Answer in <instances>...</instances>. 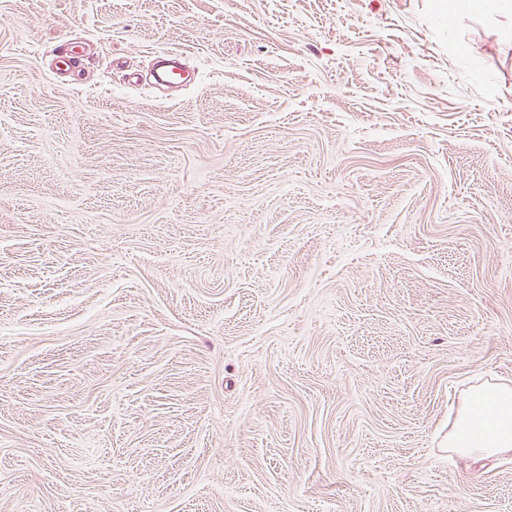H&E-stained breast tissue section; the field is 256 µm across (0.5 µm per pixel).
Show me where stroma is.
<instances>
[{"instance_id": "stroma-1", "label": "stroma", "mask_w": 512, "mask_h": 512, "mask_svg": "<svg viewBox=\"0 0 512 512\" xmlns=\"http://www.w3.org/2000/svg\"><path fill=\"white\" fill-rule=\"evenodd\" d=\"M511 11L0 0V512H512ZM448 448L467 456L512 452V387L472 388L448 432Z\"/></svg>"}]
</instances>
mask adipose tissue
I'll list each match as a JSON object with an SVG mask.
<instances>
[{
	"label": "adipose tissue",
	"mask_w": 512,
	"mask_h": 512,
	"mask_svg": "<svg viewBox=\"0 0 512 512\" xmlns=\"http://www.w3.org/2000/svg\"><path fill=\"white\" fill-rule=\"evenodd\" d=\"M448 446L467 456L512 452V387L472 388L456 413Z\"/></svg>",
	"instance_id": "1"
}]
</instances>
